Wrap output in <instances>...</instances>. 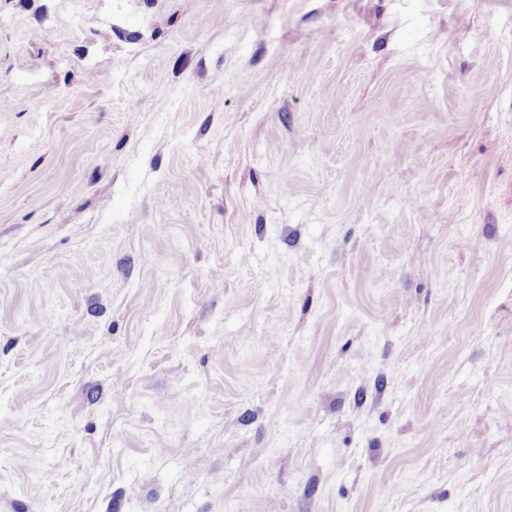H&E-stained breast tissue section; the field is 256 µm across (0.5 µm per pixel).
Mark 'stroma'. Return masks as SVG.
Listing matches in <instances>:
<instances>
[{
    "instance_id": "35a3bbf8",
    "label": "stroma",
    "mask_w": 512,
    "mask_h": 512,
    "mask_svg": "<svg viewBox=\"0 0 512 512\" xmlns=\"http://www.w3.org/2000/svg\"><path fill=\"white\" fill-rule=\"evenodd\" d=\"M0 512H512V0H0Z\"/></svg>"
}]
</instances>
